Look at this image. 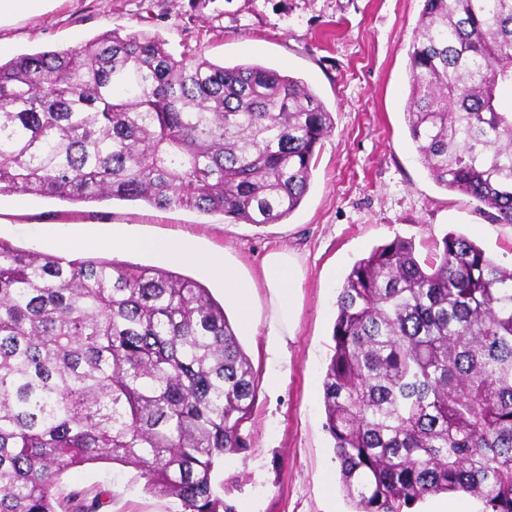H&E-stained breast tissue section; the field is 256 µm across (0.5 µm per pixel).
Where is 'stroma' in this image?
I'll use <instances>...</instances> for the list:
<instances>
[{
	"label": "stroma",
	"instance_id": "35a3bbf8",
	"mask_svg": "<svg viewBox=\"0 0 512 512\" xmlns=\"http://www.w3.org/2000/svg\"><path fill=\"white\" fill-rule=\"evenodd\" d=\"M421 9L422 0H49L41 13L0 22L1 63L111 30L156 36L177 55L260 64L302 79L333 116L307 194L276 224L142 202L0 196V238L24 249L152 266L150 254L112 248V241L183 236L248 277L258 276L269 252L298 257L301 307L287 363L268 361L263 333L239 336L258 394L243 428L248 451L224 458L225 475L236 479L224 498L236 512H351L323 428L322 381L339 288L357 260L398 236L425 255L455 232L512 267V224L492 223L476 201L437 185L409 136L408 50ZM60 227L67 242L55 235ZM63 482L103 491L99 512L181 510L178 500L146 492L137 472L119 464H89Z\"/></svg>",
	"mask_w": 512,
	"mask_h": 512
}]
</instances>
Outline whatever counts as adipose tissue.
I'll return each instance as SVG.
<instances>
[{"label": "adipose tissue", "mask_w": 512, "mask_h": 512, "mask_svg": "<svg viewBox=\"0 0 512 512\" xmlns=\"http://www.w3.org/2000/svg\"><path fill=\"white\" fill-rule=\"evenodd\" d=\"M124 245L131 250L150 251L169 264L202 266L223 284L228 300L239 311L241 328L247 332L256 331L252 306L254 284L245 279L235 265L225 261L223 255L201 252L193 242L181 237L128 239ZM262 276L271 308L265 327L267 352L271 360L284 362L288 359V342L294 335L301 267L293 253L272 252L263 259Z\"/></svg>", "instance_id": "ef3b65f1"}]
</instances>
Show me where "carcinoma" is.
Instances as JSON below:
<instances>
[{
  "label": "carcinoma",
  "instance_id": "carcinoma-1",
  "mask_svg": "<svg viewBox=\"0 0 512 512\" xmlns=\"http://www.w3.org/2000/svg\"><path fill=\"white\" fill-rule=\"evenodd\" d=\"M408 131L441 187L512 224V0H423ZM334 122L299 78L175 56L115 30L0 64V195L141 201L275 224L295 212ZM325 430L354 512L463 493L512 512V268L447 233L432 258L396 237L336 301ZM258 383L199 283L116 258L0 239V512H99L67 489L86 464L131 467L182 512H236L224 455Z\"/></svg>",
  "mask_w": 512,
  "mask_h": 512
}]
</instances>
